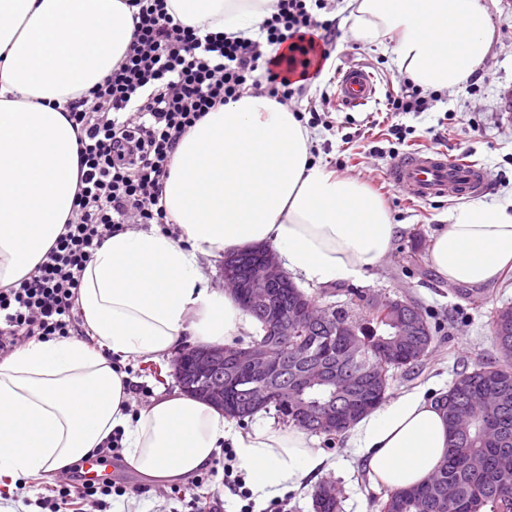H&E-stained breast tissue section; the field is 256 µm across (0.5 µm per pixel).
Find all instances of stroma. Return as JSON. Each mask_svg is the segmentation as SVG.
<instances>
[{
	"mask_svg": "<svg viewBox=\"0 0 512 512\" xmlns=\"http://www.w3.org/2000/svg\"><path fill=\"white\" fill-rule=\"evenodd\" d=\"M491 17L496 40L477 81L439 90L427 111H387V94L397 90L404 78L392 62L391 43L385 37L373 43L355 40L345 27L338 28L333 41L332 64L341 69L361 65L372 72L378 84L376 101L359 110L335 101L321 105L325 84L320 81L289 104L290 110L304 113L320 107L316 161L337 174L360 178L400 227L381 264L361 279L325 286L306 282L304 292L321 305L344 303L352 287L368 295L384 292L406 297L421 304L437 326V339L422 367L395 371L388 391L392 397L422 388L429 397L438 398L462 367L489 360L494 353L489 315L512 302V272L504 280L473 288L448 283L428 261L426 253L443 217L465 205V198L415 200L388 189L386 179L397 155L414 149L441 150L451 157L466 156L485 169L481 203L512 204V111L506 107L512 98V0H495ZM414 245L421 253L418 264L403 263V254ZM473 293L481 296V307L470 304L468 297ZM316 442L330 467L308 478L305 488L289 493L288 512H313V494L322 483L336 487L343 512H379L384 489L370 481L358 450L343 437L320 436ZM122 477L129 480V487L124 495L112 497L110 508L103 512H186L170 489L154 486L130 468L123 470Z\"/></svg>",
	"mask_w": 512,
	"mask_h": 512,
	"instance_id": "1",
	"label": "stroma"
}]
</instances>
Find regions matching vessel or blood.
Wrapping results in <instances>:
<instances>
[{
	"mask_svg": "<svg viewBox=\"0 0 512 512\" xmlns=\"http://www.w3.org/2000/svg\"><path fill=\"white\" fill-rule=\"evenodd\" d=\"M377 82L360 66L340 70L336 75V94L343 106L360 108L375 101ZM387 180L394 189L414 199L446 196L449 188L471 197L482 193L485 173L478 163L448 159L437 151H412L398 156L390 164Z\"/></svg>",
	"mask_w": 512,
	"mask_h": 512,
	"instance_id": "vessel-or-blood-1",
	"label": "vessel or blood"
}]
</instances>
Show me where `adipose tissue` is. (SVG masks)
Instances as JSON below:
<instances>
[{
	"instance_id": "1",
	"label": "adipose tissue",
	"mask_w": 512,
	"mask_h": 512,
	"mask_svg": "<svg viewBox=\"0 0 512 512\" xmlns=\"http://www.w3.org/2000/svg\"><path fill=\"white\" fill-rule=\"evenodd\" d=\"M272 0H170L191 26L252 36ZM355 39L393 34L392 61L423 90L465 85L491 52L488 0H340ZM125 0H0V286L26 276L70 218L78 186L69 98L102 82L133 39ZM315 129L265 94L220 106L180 141L161 203L176 235L128 230L87 263L85 338L32 341L0 360V481L68 468L124 435V460L161 485L207 466L222 442L265 499L304 485L325 458L298 428L234 431L223 411L173 390L130 414L113 358L156 360L186 344L224 346L245 327L230 292L209 287L200 256L256 244L293 276L351 281L375 269L397 233L357 179L315 163ZM432 268L477 286L512 270V212L460 207L434 235ZM373 483H422L448 451V423L424 390L404 392L349 431Z\"/></svg>"
}]
</instances>
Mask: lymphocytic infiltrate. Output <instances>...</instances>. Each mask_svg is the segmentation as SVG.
Returning a JSON list of instances; mask_svg holds the SVG:
<instances>
[{
  "label": "lymphocytic infiltrate",
  "instance_id": "obj_1",
  "mask_svg": "<svg viewBox=\"0 0 512 512\" xmlns=\"http://www.w3.org/2000/svg\"><path fill=\"white\" fill-rule=\"evenodd\" d=\"M169 0H127L134 41L112 74L68 104L79 125V185L71 218L26 277L0 287V357L30 340L81 335L76 318L86 264L105 237L131 224H160V203L180 139L216 106L265 90L293 97L295 72L322 70L335 36L317 20L325 0H275L259 39L201 32L176 19ZM116 487L55 485L46 512L102 504Z\"/></svg>",
  "mask_w": 512,
  "mask_h": 512
}]
</instances>
